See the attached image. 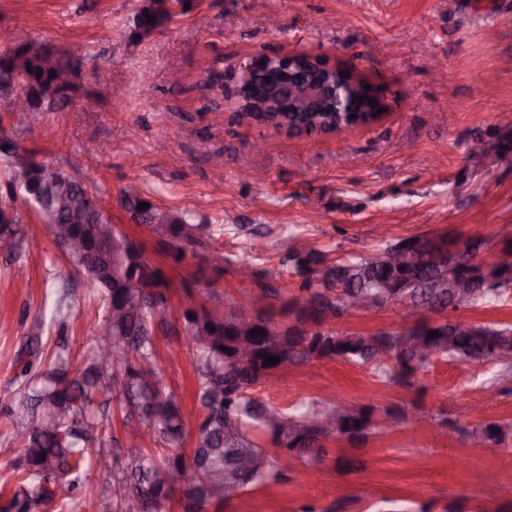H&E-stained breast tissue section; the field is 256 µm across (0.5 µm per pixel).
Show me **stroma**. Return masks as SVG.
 <instances>
[{
	"label": "stroma",
	"mask_w": 512,
	"mask_h": 512,
	"mask_svg": "<svg viewBox=\"0 0 512 512\" xmlns=\"http://www.w3.org/2000/svg\"><path fill=\"white\" fill-rule=\"evenodd\" d=\"M142 0H0V29L87 60L73 103L39 120L0 107V126L18 146L76 175L92 176L112 221L162 267L171 302L196 280L239 298L257 283L240 280L248 259L283 299L300 278L284 257L316 248L338 261L415 235L484 239L483 258L512 245V0H194L149 38H131ZM308 53L353 68L383 89L376 122L340 133L288 134L237 119L222 91L200 90L209 61L232 64L258 54ZM265 147L251 149L255 139ZM134 190L177 217H207L220 230L222 275L198 258L173 261L117 200ZM17 218L30 240L23 255L0 242V398L15 393L13 358L36 322L45 355L65 341L73 366L101 339L98 308L25 199ZM69 284L74 305L53 320L55 292ZM385 308L332 322L371 335L415 322ZM160 383L180 395L187 431L199 415L193 356L183 332L158 335ZM496 368L475 372L438 357L414 387L381 383L367 368L311 361L269 377L256 396L279 409L304 399L402 409L404 418L360 448L327 444L319 477L290 470L208 512H512V441L476 446L475 425L512 423V392L487 399ZM456 424L434 434L432 414ZM19 414L0 408V503L22 472L12 438Z\"/></svg>",
	"instance_id": "1"
}]
</instances>
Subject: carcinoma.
<instances>
[{
  "instance_id": "1",
  "label": "carcinoma",
  "mask_w": 512,
  "mask_h": 512,
  "mask_svg": "<svg viewBox=\"0 0 512 512\" xmlns=\"http://www.w3.org/2000/svg\"><path fill=\"white\" fill-rule=\"evenodd\" d=\"M154 17L148 22L144 11ZM173 12L159 0H145L135 18L134 37L141 40L170 20ZM85 58L55 53L34 42H17L0 51V102L11 103L13 96H31L34 110L63 109L73 102L74 82L57 83V74L77 76ZM266 55L257 56L252 86L242 91L245 99L265 98L270 90L264 83L268 74ZM293 110L280 105L271 112H241L259 124L290 134L333 130L338 117L331 105L322 112L303 111L304 101L288 96ZM15 143L0 141V155L8 160L0 176V200H14L22 192L31 202L39 220L51 215L62 227L85 238V248L63 256L72 272L96 292L102 319L107 327L102 342L87 357L85 367L70 375L63 351L46 361L40 332L27 336L17 354L21 387L7 410L18 408L23 423L14 434L23 449L25 476L0 512H37L52 502L58 492V479L67 478V491L75 496L83 492L84 466L108 459L102 434L114 420L140 426L139 434L150 433L151 447L143 448L128 440L126 453L112 459V485L104 488L96 501L95 512H132L135 502L143 512H167L179 500L183 512H206L228 499L213 498L204 475L231 472L240 497L262 482H280L286 468L300 464L315 468L326 457L325 440L312 426L315 417H338L339 437L360 447L368 439L388 428L381 418H395L399 410L378 409L371 405L344 408L326 401L309 399L292 413L269 408L251 395L275 372L290 365L312 360H337L365 366L383 384L411 387V376L433 357L459 359L468 364H494L500 376L512 378V359L502 361L495 353L512 354V326L479 324L470 332H461L451 321L420 318L408 327L370 336L329 330L326 325L336 317L342 297L336 292L341 284L347 292L368 291L377 285L391 287L396 294L406 279L416 284L406 295V304L417 309L442 313L451 299L448 289L436 287L435 258L456 251L460 274L469 282L474 297L468 307H478L508 297L512 293V246L504 247L499 257L487 262L479 258L484 240L456 237L437 240L411 236L380 244L377 254L394 248L418 249L421 259L401 270L381 262H366L364 257L327 262L318 249L293 248L288 265L302 276L301 295L272 307L245 314L236 301L209 295L199 305L197 317L181 324L192 349L196 379L195 398L200 417L190 451L182 402L162 388L158 380L157 332L170 323L163 319L170 306V281L160 268L136 260L138 243L112 224L90 182L83 176L59 172L68 187V204L58 208L59 187L41 180L37 171L21 184L22 161L16 156ZM130 221L150 233H160V242L179 261L186 252L212 250L224 253L218 231L204 224H193L182 217L166 215L165 223H155L159 209L151 204L138 209L144 201L136 193L122 195ZM96 224L112 228V238L101 243L90 234ZM0 240L22 253L25 238L13 224L0 225ZM257 334H251V331ZM432 331L435 338L428 337ZM385 350L387 358L378 357ZM269 356L280 358L272 366L263 365ZM280 416L290 423L283 429L273 421ZM466 438L482 445L501 444L512 438V428L485 422L465 432ZM271 443L281 450L273 456L266 447ZM177 471L187 481L183 497L176 498L174 485L163 475Z\"/></svg>"
}]
</instances>
